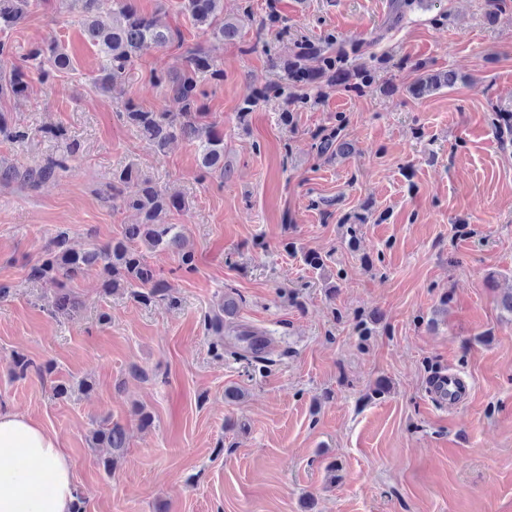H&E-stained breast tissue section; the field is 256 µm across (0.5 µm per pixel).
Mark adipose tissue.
<instances>
[{
  "instance_id": "1",
  "label": "adipose tissue",
  "mask_w": 512,
  "mask_h": 512,
  "mask_svg": "<svg viewBox=\"0 0 512 512\" xmlns=\"http://www.w3.org/2000/svg\"><path fill=\"white\" fill-rule=\"evenodd\" d=\"M25 466H14L16 458ZM50 478L43 492L41 478ZM75 486L58 438L25 415L0 408V512H73Z\"/></svg>"
}]
</instances>
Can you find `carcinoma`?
I'll return each mask as SVG.
<instances>
[{
	"instance_id": "cac0c4a2",
	"label": "carcinoma",
	"mask_w": 512,
	"mask_h": 512,
	"mask_svg": "<svg viewBox=\"0 0 512 512\" xmlns=\"http://www.w3.org/2000/svg\"><path fill=\"white\" fill-rule=\"evenodd\" d=\"M72 2L80 5L81 12L88 19L85 32L89 42L98 47L105 58L103 76L97 80V85L103 89L111 88L118 78L125 75L141 53L167 47L180 35L179 29L161 28L152 17L139 13L130 0H117L118 8L110 21L97 15V0ZM222 2L183 0L182 12L189 16L193 25L214 37L234 40L240 35V24L224 18ZM30 6L31 0H0V32L14 29L26 18ZM310 58L317 59L318 65L308 66ZM25 62V66H15L0 76V94H24L28 88V71L32 69L44 80L58 78L72 69L71 57L56 42L32 47ZM386 63L384 56L372 55L354 65L348 51L338 49L324 53L309 44H302L283 62L286 84L279 87V93L288 103L303 104L311 100L309 91L319 93L325 87L360 93L373 84L377 70ZM223 79L224 71L209 55L201 49H191L184 55L183 69L178 74L164 71L153 74L156 86L181 101V119L176 120L167 112L143 110L130 102L125 104L120 117L136 130L156 155L165 154L168 145L177 138L197 143L204 174L217 173L222 177L224 133L206 121L201 86L206 80L219 82ZM452 83L453 76L448 73L430 74L424 70L409 91L420 97ZM342 131L343 124L340 123L328 132L319 133L316 136L318 153L333 155L349 151ZM75 152V146L69 143L62 155L34 167L1 164L0 182L43 183L65 171L69 157ZM108 191L112 202L137 211L141 221L124 225L120 236L108 243L92 244L82 250L70 247L68 232L61 230L51 239L43 255L29 267L30 279L53 289L54 307L60 312L78 308L70 283L91 269L99 270L102 287L108 294L127 291L144 304L168 298L165 281L146 260V248L170 252L177 257L180 268L186 271L195 269L194 254L184 247L182 226L169 222L171 214L185 208V201L179 193L159 187L152 180L140 176L131 166L112 172ZM237 312L236 299L226 297L220 312L208 319V327L218 336H234V341L226 345L230 353L247 360L250 365L268 366L272 359L267 354L257 350L240 352L239 342L247 332L233 325ZM90 442L95 448L109 449L108 455L100 458L99 463L110 472L126 448L125 429L121 424L106 419L93 431Z\"/></svg>"
}]
</instances>
